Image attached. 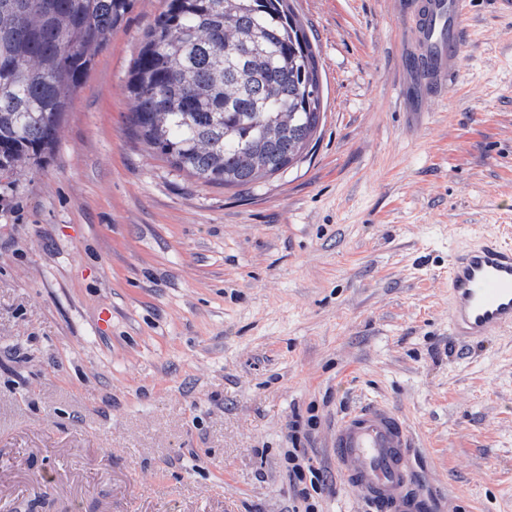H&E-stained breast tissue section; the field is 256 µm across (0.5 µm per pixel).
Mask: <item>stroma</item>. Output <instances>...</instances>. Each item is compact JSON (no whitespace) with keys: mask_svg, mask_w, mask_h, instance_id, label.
Listing matches in <instances>:
<instances>
[{"mask_svg":"<svg viewBox=\"0 0 512 512\" xmlns=\"http://www.w3.org/2000/svg\"><path fill=\"white\" fill-rule=\"evenodd\" d=\"M411 0H290L324 120L240 190L133 136L128 71L166 0H135L42 166L0 182V512H376L330 448L369 401L413 435L429 512H512V331L451 335L448 262L512 240V0H468L425 96ZM292 447L293 448H288V451L285 454L290 476H293V478L298 480L299 483H304L307 471L310 474V487L312 490H315L316 486L322 479L319 469L312 467L305 448H297L296 445Z\"/></svg>","mask_w":512,"mask_h":512,"instance_id":"35a3bbf8","label":"stroma"}]
</instances>
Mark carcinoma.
Segmentation results:
<instances>
[{
    "instance_id": "carcinoma-1",
    "label": "carcinoma",
    "mask_w": 512,
    "mask_h": 512,
    "mask_svg": "<svg viewBox=\"0 0 512 512\" xmlns=\"http://www.w3.org/2000/svg\"><path fill=\"white\" fill-rule=\"evenodd\" d=\"M133 0H0V181L43 164ZM133 131L197 181L250 188L321 124L314 46L288 0H167L130 71Z\"/></svg>"
}]
</instances>
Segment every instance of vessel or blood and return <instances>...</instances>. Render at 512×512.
<instances>
[{"mask_svg":"<svg viewBox=\"0 0 512 512\" xmlns=\"http://www.w3.org/2000/svg\"><path fill=\"white\" fill-rule=\"evenodd\" d=\"M466 0H415L410 22L421 49L416 75L438 84L456 64ZM452 336L472 341L512 330V244L484 237L459 248L448 265ZM412 434L392 408L364 404L336 427L332 452L348 485L378 512H424L412 491Z\"/></svg>","mask_w":512,"mask_h":512,"instance_id":"obj_1","label":"vessel or blood"}]
</instances>
